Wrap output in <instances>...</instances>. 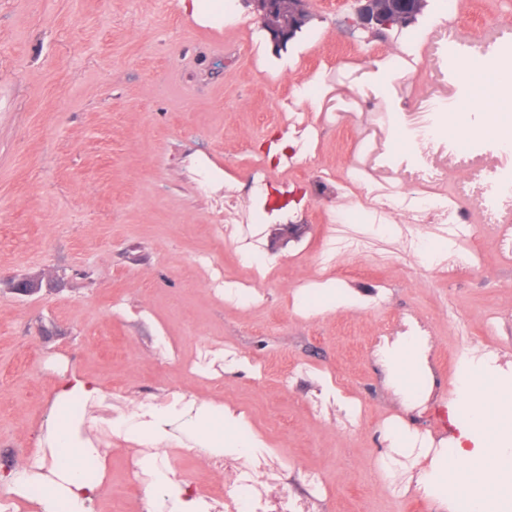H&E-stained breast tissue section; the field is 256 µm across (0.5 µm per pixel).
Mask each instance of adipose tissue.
<instances>
[{"instance_id": "ef3b65f1", "label": "adipose tissue", "mask_w": 512, "mask_h": 512, "mask_svg": "<svg viewBox=\"0 0 512 512\" xmlns=\"http://www.w3.org/2000/svg\"><path fill=\"white\" fill-rule=\"evenodd\" d=\"M424 351L421 337L403 336L382 352L395 387L410 401L416 397ZM101 398L91 378L72 375L60 381L44 437L48 450L11 475L8 487L14 500L33 503L35 512H88L107 478V459L98 441L84 433L78 409ZM454 406L463 420L460 440L436 450L419 470L418 492L444 506L449 491H457L465 512H512V387L491 384L487 364L470 360ZM107 425L124 440L149 447L140 461L150 477L144 497L158 502L164 512L211 509L208 501L172 478L164 449L176 435L213 456L264 448L242 414L209 402L177 399L161 407L143 405L132 415L108 419Z\"/></svg>"}]
</instances>
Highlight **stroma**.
Returning <instances> with one entry per match:
<instances>
[{
    "label": "stroma",
    "mask_w": 512,
    "mask_h": 512,
    "mask_svg": "<svg viewBox=\"0 0 512 512\" xmlns=\"http://www.w3.org/2000/svg\"><path fill=\"white\" fill-rule=\"evenodd\" d=\"M234 2L238 27L221 0L201 18L181 0H0V492L76 373L103 394L87 415L109 478L91 512H145L144 450L106 422L177 397L243 413L277 474L270 497L307 512H444L416 492L417 468L383 470L386 433L447 447L462 352L489 353L496 383L512 385V259L485 233L479 267L449 278L408 254L377 203L402 194L396 167L417 152L392 114L417 122L424 97L475 113L479 90L458 66L479 28L512 22V0H427L381 36L349 29L355 0H310L283 47L252 0ZM297 119L315 132L301 156L281 141ZM257 162L271 186L250 201L253 223L225 234L216 200L244 193ZM333 229L365 251L320 265ZM22 277L40 290L15 294ZM218 277L251 281L256 302L214 293ZM324 284L365 303L311 306ZM408 316L428 341L414 404L373 352ZM167 454L176 482L224 495L205 455Z\"/></svg>",
    "instance_id": "1"
}]
</instances>
